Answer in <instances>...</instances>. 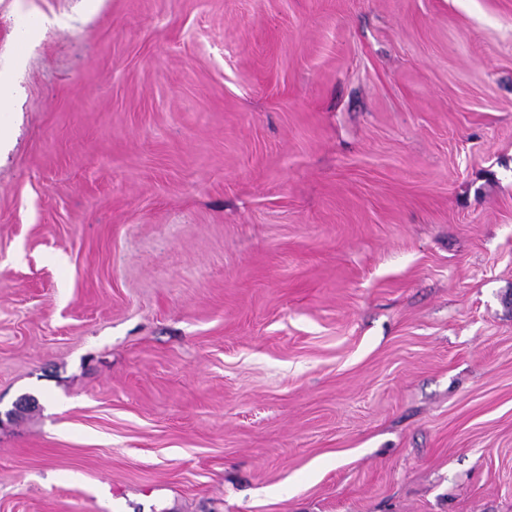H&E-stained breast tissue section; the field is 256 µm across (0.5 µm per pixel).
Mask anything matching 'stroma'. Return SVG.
<instances>
[{
    "label": "stroma",
    "instance_id": "1",
    "mask_svg": "<svg viewBox=\"0 0 512 512\" xmlns=\"http://www.w3.org/2000/svg\"><path fill=\"white\" fill-rule=\"evenodd\" d=\"M0 80V512H512V0H0Z\"/></svg>",
    "mask_w": 512,
    "mask_h": 512
}]
</instances>
